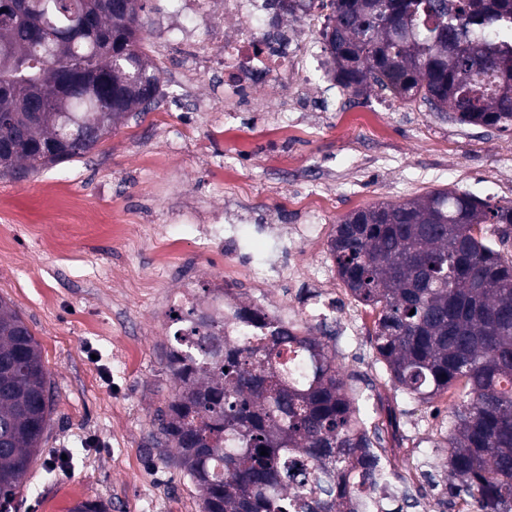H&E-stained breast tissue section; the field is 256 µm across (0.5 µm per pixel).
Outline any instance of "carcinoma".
I'll list each match as a JSON object with an SVG mask.
<instances>
[{
    "label": "carcinoma",
    "instance_id": "1",
    "mask_svg": "<svg viewBox=\"0 0 512 512\" xmlns=\"http://www.w3.org/2000/svg\"><path fill=\"white\" fill-rule=\"evenodd\" d=\"M336 83L377 87L474 126L512 127V0H320ZM142 0H0V178L88 155L146 112L162 71L143 51ZM491 224L490 236L481 225ZM512 201L457 188L346 214L329 253L394 389L420 403L454 390L448 495L512 512ZM256 342L191 306L172 318V392L161 443L200 512H361L387 482L382 429L361 415L326 322ZM52 411L39 342L0 297V512H13ZM267 455H260L261 451Z\"/></svg>",
    "mask_w": 512,
    "mask_h": 512
}]
</instances>
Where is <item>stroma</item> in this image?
<instances>
[{
  "mask_svg": "<svg viewBox=\"0 0 512 512\" xmlns=\"http://www.w3.org/2000/svg\"><path fill=\"white\" fill-rule=\"evenodd\" d=\"M168 0H144V51L162 70L155 103L105 137L85 158L21 181L0 179V297L10 300L38 340L50 373L53 409L42 453L32 463L17 512H69L78 501L110 512H200L173 449L156 444V417L170 396L163 351L182 292L207 298L223 251L199 250L190 232L203 215L223 212L235 186L249 192L256 218L299 223V200L329 197L327 226L379 201L456 187L491 201L512 200V128L458 122L417 102L376 90L369 97L332 87L305 68L297 87L269 81L255 89L263 112L240 118L212 95L201 75L185 80L163 49L175 17ZM300 137L280 136L282 125ZM63 188L78 209L57 204ZM121 224L114 236L105 225ZM151 225L183 239L176 269L160 270ZM164 279L167 296L138 291L137 279ZM349 383L383 396L366 406L373 424L394 408L402 448H387L394 472L427 448L429 475L412 492L434 512H461L449 500L446 453L431 447L447 421L449 395L421 404L392 388L372 347L355 353L336 339ZM67 464L46 474L49 459Z\"/></svg>",
  "mask_w": 512,
  "mask_h": 512,
  "instance_id": "1",
  "label": "stroma"
}]
</instances>
